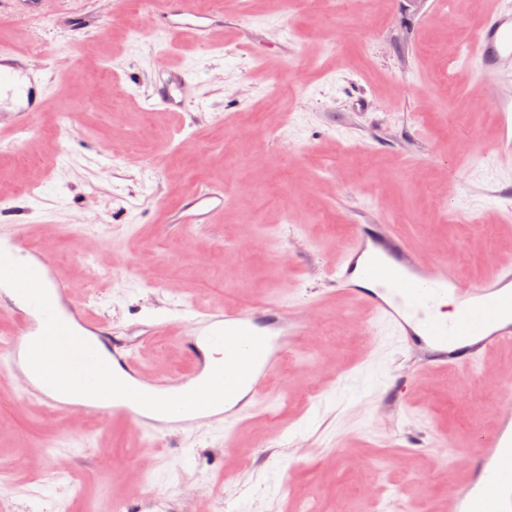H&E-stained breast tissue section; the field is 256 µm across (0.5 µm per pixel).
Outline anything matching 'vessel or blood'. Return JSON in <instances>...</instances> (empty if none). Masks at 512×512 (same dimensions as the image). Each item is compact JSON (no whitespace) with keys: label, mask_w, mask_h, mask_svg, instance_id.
I'll list each match as a JSON object with an SVG mask.
<instances>
[{"label":"vessel or blood","mask_w":512,"mask_h":512,"mask_svg":"<svg viewBox=\"0 0 512 512\" xmlns=\"http://www.w3.org/2000/svg\"><path fill=\"white\" fill-rule=\"evenodd\" d=\"M473 70L486 86L489 101L497 105L499 158H512V102L501 100L496 82L504 63H512V9L486 13L471 55ZM25 58L0 48V105L11 103L15 77L29 76ZM190 68L175 65L166 70L159 91L153 97L155 107L180 112L185 108L183 89L190 83ZM43 92L36 84L25 89L18 106V119L0 127V137L32 131L33 118L40 112ZM36 266L49 296L54 299L55 313L66 324L89 323L90 317L80 304L68 298L50 258L37 256ZM331 284L349 300L368 308L378 324L396 336L409 351L429 348L428 368L462 369L473 365L481 354L504 344H512V257L498 261L491 275L471 281L444 259H424L420 249L400 224H357L349 244L341 253L331 273ZM453 296L459 313L454 321L434 318L423 305L428 291ZM19 329L9 344L7 355L14 368L26 365V354L33 334L42 332L44 318L40 312L12 308ZM197 331L182 340L183 351L193 365L186 377L170 384L153 385L134 360L116 351L106 331H99L94 344L98 353L127 384L140 391L158 388L168 396L178 395L202 384L215 363L206 359L204 348L209 335L220 328H246L265 336L266 345L254 370L243 387L222 407L196 414L164 415L148 411L135 402L116 398L103 404L83 396L61 397L38 377L26 379L33 391L52 412L95 416L107 422H121L135 431L155 436L192 419H207L225 426L234 425L251 411L258 395L278 372L281 356L293 342L279 303L269 302L250 309L237 306L205 308L197 313ZM499 420L497 431L484 437L471 451L467 464L471 482L455 493L458 512H512V387H504L496 401Z\"/></svg>","instance_id":"vessel-or-blood-1"}]
</instances>
